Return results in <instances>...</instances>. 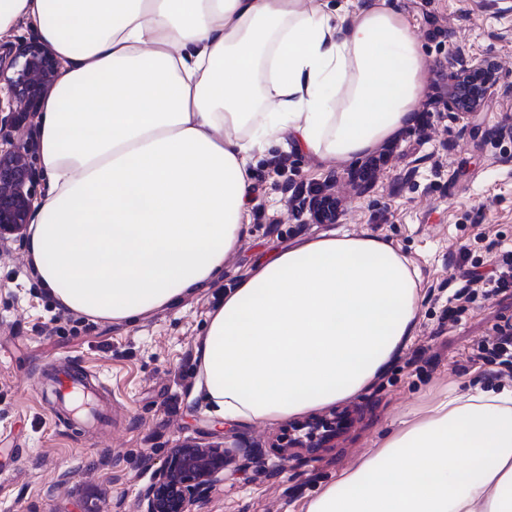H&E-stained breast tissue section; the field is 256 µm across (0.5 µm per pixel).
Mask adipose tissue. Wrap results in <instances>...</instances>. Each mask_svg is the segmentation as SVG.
Wrapping results in <instances>:
<instances>
[{
	"label": "adipose tissue",
	"mask_w": 512,
	"mask_h": 512,
	"mask_svg": "<svg viewBox=\"0 0 512 512\" xmlns=\"http://www.w3.org/2000/svg\"><path fill=\"white\" fill-rule=\"evenodd\" d=\"M62 61L40 116L50 187L28 254L62 308L130 320L208 287L249 230L262 140L361 156L413 124L426 61L387 0H0ZM417 275L347 232L271 254L209 315L211 415L354 396L412 336ZM305 512H512V389L433 400Z\"/></svg>",
	"instance_id": "obj_1"
}]
</instances>
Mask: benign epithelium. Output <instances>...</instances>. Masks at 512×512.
<instances>
[{"mask_svg":"<svg viewBox=\"0 0 512 512\" xmlns=\"http://www.w3.org/2000/svg\"><path fill=\"white\" fill-rule=\"evenodd\" d=\"M57 69V58L40 42L22 48L0 42V81L5 82L8 102L15 107L8 115H0V143L10 145L0 154V228L28 223L33 172L24 144L15 140L11 130L18 129L15 115L37 111ZM448 82L458 87V93L448 97V112L456 116L481 111L497 85L496 73L488 70V62L464 58L455 60ZM226 461V451L219 446L177 449L144 493L146 512H187L188 504L205 494Z\"/></svg>","mask_w":512,"mask_h":512,"instance_id":"1","label":"benign epithelium"}]
</instances>
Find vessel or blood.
Here are the masks:
<instances>
[{
    "label": "vessel or blood",
    "instance_id": "vessel-or-blood-1",
    "mask_svg": "<svg viewBox=\"0 0 512 512\" xmlns=\"http://www.w3.org/2000/svg\"><path fill=\"white\" fill-rule=\"evenodd\" d=\"M42 402L60 423L76 433L101 431L109 422L112 394L88 369L47 366L34 378Z\"/></svg>",
    "mask_w": 512,
    "mask_h": 512
}]
</instances>
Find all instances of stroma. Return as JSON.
Instances as JSON below:
<instances>
[{
	"mask_svg": "<svg viewBox=\"0 0 512 512\" xmlns=\"http://www.w3.org/2000/svg\"><path fill=\"white\" fill-rule=\"evenodd\" d=\"M413 25L426 96L448 85L457 55L498 64L500 92L482 111L435 114L398 134L397 159L376 178L363 157L318 158L271 138L251 168L250 231L224 273L171 307L129 322L63 316L33 270L24 237L0 245V512H145L142 498L174 448L222 444L228 465L190 512H303L308 501L382 447L432 396L512 388L497 361L473 362L475 339L512 324V290L476 296L447 318L431 287L464 283L471 260L512 246V0H390ZM333 184L344 203L315 224L309 188ZM341 231L390 242L418 273L413 338L360 393L318 408L345 422L316 448L288 447L294 418L254 426L218 421L197 397L195 348L209 314L273 251ZM81 364L118 403L109 434L89 441L55 423L32 380L44 366Z\"/></svg>",
	"mask_w": 512,
	"mask_h": 512,
	"instance_id": "obj_1",
	"label": "stroma"
}]
</instances>
